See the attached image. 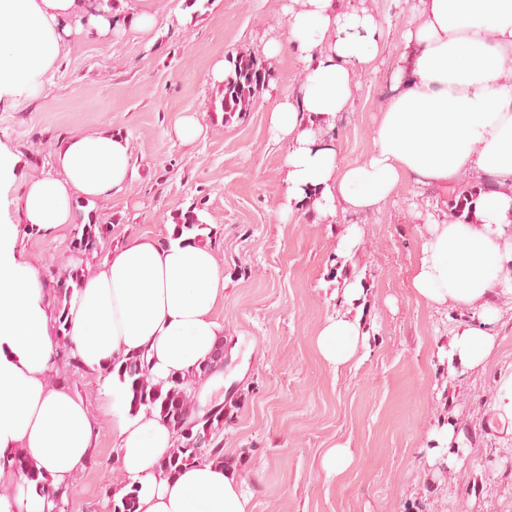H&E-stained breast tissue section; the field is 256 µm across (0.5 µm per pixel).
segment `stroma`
<instances>
[{"mask_svg":"<svg viewBox=\"0 0 512 512\" xmlns=\"http://www.w3.org/2000/svg\"><path fill=\"white\" fill-rule=\"evenodd\" d=\"M287 2L153 0L150 32L127 24L71 36L36 98L0 106V141L19 158L0 210L12 211L23 181L55 174L59 141L106 129L128 139L137 177L113 198L78 201L74 224L50 233L19 225L18 246L42 276L74 265L75 224L110 225L103 259L132 234L167 240L177 214L200 204L228 279L218 317L230 361L219 390L236 409L224 424V455L252 494V512H512V436L491 425L498 376L512 367V309L492 329L497 346L486 367L453 374L445 351L461 315L426 307L411 287L427 216L454 191L410 183L373 213H342L333 224L302 213L283 219L268 110L296 88L300 63L267 61L270 76L243 119L227 123L213 109V65L240 51L260 55L284 34ZM416 2L364 0L384 49L330 133L343 161L364 162L373 150L394 47ZM183 115L202 125L197 140L176 137ZM352 224L360 243L337 256L336 240ZM352 277L365 288L358 306L367 347L359 363L335 372L314 338ZM58 378L87 400L96 429L63 512H111L120 474L112 418L100 408L105 378L65 363ZM448 422L464 433L455 465H429L427 431ZM338 444L354 463L329 480L321 459Z\"/></svg>","mask_w":512,"mask_h":512,"instance_id":"stroma-1","label":"stroma"}]
</instances>
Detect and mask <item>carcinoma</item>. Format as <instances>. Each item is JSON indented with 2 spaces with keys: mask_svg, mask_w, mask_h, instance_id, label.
I'll return each mask as SVG.
<instances>
[{
  "mask_svg": "<svg viewBox=\"0 0 512 512\" xmlns=\"http://www.w3.org/2000/svg\"><path fill=\"white\" fill-rule=\"evenodd\" d=\"M228 67L221 85L220 110L225 121L233 117H242L249 111L252 101L265 81L258 70L263 64L251 54L231 55L227 58ZM477 195V187L471 186L452 198L448 207L450 214L462 216L464 209ZM178 235L195 233L205 229L195 207L176 218ZM111 233L108 224L88 223L75 229L71 242L72 252L78 263L63 272L53 275L49 281L52 295L55 297L56 343L59 360L74 367L77 358L71 353L68 341L69 315L74 291L81 287L86 276L84 261L99 250L100 241ZM224 344L215 348L213 358L199 365L185 375L172 376L166 381L155 382L150 369L140 356L118 357L109 367V372L117 373L122 383L128 384L132 393V412L159 414L172 428L175 446L170 456L161 463V469L168 475L178 472L180 466L188 462L224 463V413L232 409L213 405L201 409L197 404L195 386L201 384L214 373Z\"/></svg>",
  "mask_w": 512,
  "mask_h": 512,
  "instance_id": "carcinoma-1",
  "label": "carcinoma"
}]
</instances>
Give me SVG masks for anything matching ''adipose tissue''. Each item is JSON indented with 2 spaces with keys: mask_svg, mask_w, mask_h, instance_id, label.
I'll return each instance as SVG.
<instances>
[{
  "mask_svg": "<svg viewBox=\"0 0 512 512\" xmlns=\"http://www.w3.org/2000/svg\"><path fill=\"white\" fill-rule=\"evenodd\" d=\"M287 32L263 46L266 58L295 51L303 65L292 94L270 108V129L286 145L281 175L285 215L311 208L316 223L338 210L366 212L406 183L463 186L486 181L468 219L432 221L412 263L415 295L432 308H460L449 360L483 367L496 338L490 325L512 301V0H418L402 33L363 163H343L325 137L348 109L357 77L381 49L379 26L365 9L337 0H291ZM115 23L98 0H0V102L35 98L75 33L107 34ZM57 175L27 180L0 216V512H51L47 488L67 487L83 469L94 423L83 399L56 381L54 307L46 280L17 250V226L43 231L73 223L77 198H107L135 177L125 137L76 133L55 153ZM226 280L214 252L187 238L128 237L83 281L71 302L70 341L81 365L104 372L114 357L144 356L157 380L207 361L224 338L215 317ZM359 279L342 290L343 308L326 319L316 349L340 369L366 345L353 303ZM127 385L109 382L101 406L112 418L123 481L138 486L137 512H251L232 469L160 463L174 434L159 415L131 414ZM26 456L29 480L14 466Z\"/></svg>",
  "mask_w": 512,
  "mask_h": 512,
  "instance_id": "ef3b65f1",
  "label": "adipose tissue"
}]
</instances>
